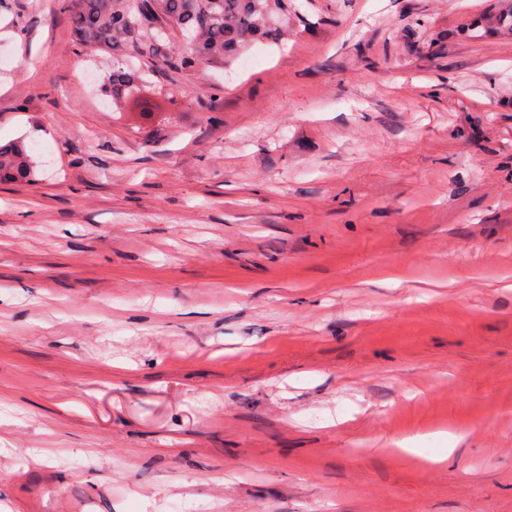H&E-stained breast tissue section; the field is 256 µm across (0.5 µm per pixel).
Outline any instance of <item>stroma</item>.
<instances>
[{
	"mask_svg": "<svg viewBox=\"0 0 512 512\" xmlns=\"http://www.w3.org/2000/svg\"><path fill=\"white\" fill-rule=\"evenodd\" d=\"M291 2L115 105L0 0V512H512V0ZM36 164L26 147L19 142L0 145V177L9 180H31Z\"/></svg>",
	"mask_w": 512,
	"mask_h": 512,
	"instance_id": "stroma-1",
	"label": "stroma"
}]
</instances>
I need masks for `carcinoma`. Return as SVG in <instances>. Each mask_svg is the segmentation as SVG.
<instances>
[{
	"instance_id": "1",
	"label": "carcinoma",
	"mask_w": 512,
	"mask_h": 512,
	"mask_svg": "<svg viewBox=\"0 0 512 512\" xmlns=\"http://www.w3.org/2000/svg\"><path fill=\"white\" fill-rule=\"evenodd\" d=\"M288 17V0H75L73 31L91 50H114L127 40L140 44L146 37L152 46L162 39L192 34L186 46L163 56V64L176 71H191L211 58L240 52L254 38L275 41L282 20ZM112 73L102 93L118 103L132 89V64L112 55ZM36 164L19 143L0 145V177L30 180Z\"/></svg>"
}]
</instances>
